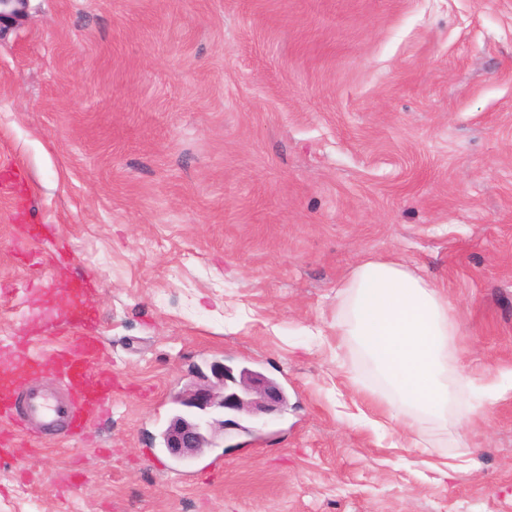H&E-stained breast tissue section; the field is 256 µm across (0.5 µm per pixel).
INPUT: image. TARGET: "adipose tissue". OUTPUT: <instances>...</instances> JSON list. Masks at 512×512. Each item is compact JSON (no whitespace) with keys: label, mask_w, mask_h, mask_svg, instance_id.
Instances as JSON below:
<instances>
[{"label":"adipose tissue","mask_w":512,"mask_h":512,"mask_svg":"<svg viewBox=\"0 0 512 512\" xmlns=\"http://www.w3.org/2000/svg\"><path fill=\"white\" fill-rule=\"evenodd\" d=\"M344 294L339 322L390 386L382 411L405 426L414 414L445 415L451 401L446 358L454 334L447 296L393 260L359 265Z\"/></svg>","instance_id":"ef3b65f1"}]
</instances>
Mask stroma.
<instances>
[{
    "mask_svg": "<svg viewBox=\"0 0 512 512\" xmlns=\"http://www.w3.org/2000/svg\"><path fill=\"white\" fill-rule=\"evenodd\" d=\"M16 164L0 371L83 275L115 391L85 438L0 461V512H512V0H27L0 25ZM28 224L53 233L20 254ZM391 257L451 300L478 409L415 421L419 450L336 325L341 284ZM219 358L288 408L176 460L172 397Z\"/></svg>",
    "mask_w": 512,
    "mask_h": 512,
    "instance_id": "1",
    "label": "stroma"
}]
</instances>
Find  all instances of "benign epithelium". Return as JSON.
I'll return each instance as SVG.
<instances>
[{
	"instance_id": "obj_1",
	"label": "benign epithelium",
	"mask_w": 512,
	"mask_h": 512,
	"mask_svg": "<svg viewBox=\"0 0 512 512\" xmlns=\"http://www.w3.org/2000/svg\"><path fill=\"white\" fill-rule=\"evenodd\" d=\"M209 370L193 375L176 394L186 411L175 415L162 433L164 447L180 459L218 447L217 436L286 405L281 386L261 373L246 367L236 373L221 361L211 362Z\"/></svg>"
}]
</instances>
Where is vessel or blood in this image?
I'll return each mask as SVG.
<instances>
[{
	"label": "vessel or blood",
	"instance_id": "b4317fda",
	"mask_svg": "<svg viewBox=\"0 0 512 512\" xmlns=\"http://www.w3.org/2000/svg\"><path fill=\"white\" fill-rule=\"evenodd\" d=\"M85 294L84 277H76L68 295L77 304V312L54 326L45 319L35 323L33 335L51 330L60 338V345L50 352L33 351L30 337L14 343L18 371L33 379L45 368H53L68 397L62 400L35 388L17 393L12 378L0 375L1 458H13L27 450L33 438L32 427H40L48 434L77 435L110 406L112 372L104 365L107 354L95 333V318L81 307Z\"/></svg>",
	"mask_w": 512,
	"mask_h": 512
}]
</instances>
